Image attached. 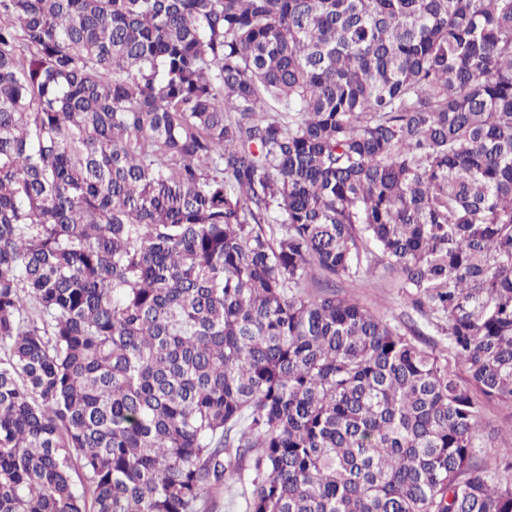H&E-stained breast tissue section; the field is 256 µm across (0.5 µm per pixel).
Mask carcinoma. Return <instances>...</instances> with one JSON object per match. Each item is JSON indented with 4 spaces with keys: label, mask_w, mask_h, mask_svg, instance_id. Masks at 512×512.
Listing matches in <instances>:
<instances>
[{
    "label": "carcinoma",
    "mask_w": 512,
    "mask_h": 512,
    "mask_svg": "<svg viewBox=\"0 0 512 512\" xmlns=\"http://www.w3.org/2000/svg\"><path fill=\"white\" fill-rule=\"evenodd\" d=\"M483 401L512 0H0V512H512ZM395 283V275L380 266L373 277L361 275L357 280L344 283L342 293L378 312L392 324L401 326L409 321L405 315L408 309Z\"/></svg>",
    "instance_id": "1"
}]
</instances>
